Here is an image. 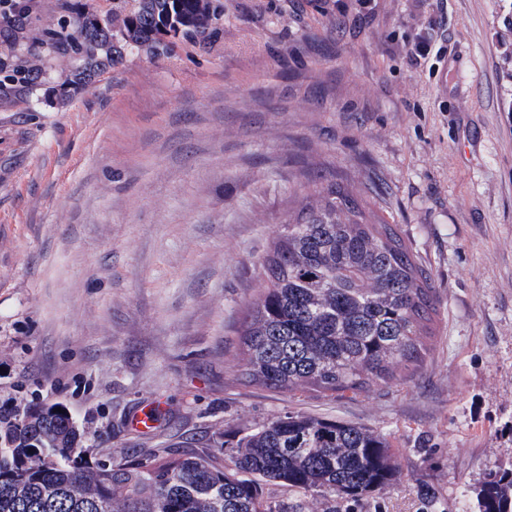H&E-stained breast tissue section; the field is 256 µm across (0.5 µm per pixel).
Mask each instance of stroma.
Listing matches in <instances>:
<instances>
[{
	"label": "stroma",
	"instance_id": "1",
	"mask_svg": "<svg viewBox=\"0 0 512 512\" xmlns=\"http://www.w3.org/2000/svg\"><path fill=\"white\" fill-rule=\"evenodd\" d=\"M78 0H39L14 57L46 75L0 96V404L58 403L93 452L229 459L264 418L366 425L398 480L355 498L263 485L304 512H475L512 464V112L499 0H220L207 49L138 52L68 82L35 35ZM429 52L411 55L416 44ZM343 181L435 286L423 363L359 394L240 382L238 330L311 181ZM153 411L157 430L133 428Z\"/></svg>",
	"mask_w": 512,
	"mask_h": 512
}]
</instances>
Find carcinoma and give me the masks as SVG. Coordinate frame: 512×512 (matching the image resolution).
Segmentation results:
<instances>
[{
  "mask_svg": "<svg viewBox=\"0 0 512 512\" xmlns=\"http://www.w3.org/2000/svg\"><path fill=\"white\" fill-rule=\"evenodd\" d=\"M116 0L112 16L78 9L51 34L69 82L84 86L127 52L167 55L172 40L203 49L224 13L211 0ZM266 287L241 323L239 379L283 393L353 394L421 359L436 314L431 273L398 225L366 209L341 181L315 187L288 214L263 258ZM0 512H288L261 483L357 496L392 484L390 441L365 425L286 412L255 424L230 463L186 450L152 461L124 452L109 468L87 458L58 405H0ZM248 473L257 479H244ZM476 512H512V468L490 471Z\"/></svg>",
  "mask_w": 512,
  "mask_h": 512,
  "instance_id": "cac0c4a2",
  "label": "carcinoma"
}]
</instances>
